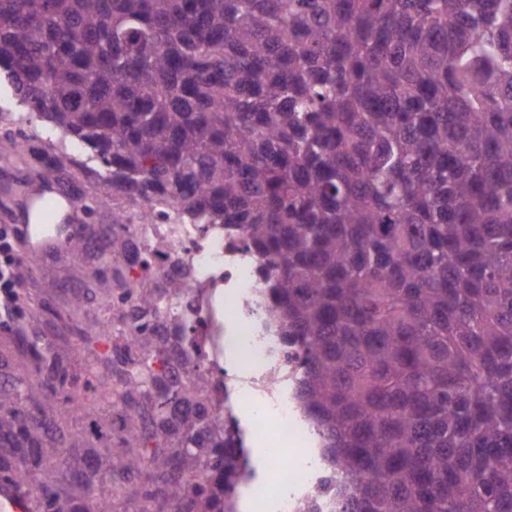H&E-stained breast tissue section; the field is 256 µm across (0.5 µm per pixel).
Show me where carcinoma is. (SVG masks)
<instances>
[{"mask_svg":"<svg viewBox=\"0 0 512 512\" xmlns=\"http://www.w3.org/2000/svg\"><path fill=\"white\" fill-rule=\"evenodd\" d=\"M48 130L0 136L47 170H105L114 223L245 236L335 512H512V0H0V84ZM110 287L140 336L182 280ZM112 342L105 323L79 329ZM112 396L132 454L151 350ZM201 383L174 388L191 407ZM188 443L213 428L187 414ZM236 426L225 409L224 442ZM37 439L19 415L0 437ZM224 470V512L237 474ZM212 478L165 475L171 512Z\"/></svg>","mask_w":512,"mask_h":512,"instance_id":"1","label":"carcinoma"}]
</instances>
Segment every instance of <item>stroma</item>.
I'll return each mask as SVG.
<instances>
[{
  "label": "stroma",
  "mask_w": 512,
  "mask_h": 512,
  "mask_svg": "<svg viewBox=\"0 0 512 512\" xmlns=\"http://www.w3.org/2000/svg\"><path fill=\"white\" fill-rule=\"evenodd\" d=\"M42 182L41 170L23 156L0 155V226L21 223L23 202ZM79 222L86 229L81 244L45 249L18 290V318L0 325V420L22 412L42 442L37 477L56 502L31 512H85L101 503L109 504L111 512H170L159 474L166 462L181 457L171 438L154 439L158 452L139 469L115 471L112 462L122 448L112 405H97L93 417H84L68 411L61 395L33 376L36 365L59 361L78 384L89 376L111 389L124 382L121 372L93 365L79 342L63 336L69 320L82 326L108 320L114 330L123 328L103 287L111 279V203L97 207L92 216H80ZM234 415L249 438L248 469L258 483L275 487L280 475L271 465L269 449L293 459L300 446L277 436L271 414L258 415L252 407L238 405Z\"/></svg>",
  "instance_id": "35a3bbf8"
}]
</instances>
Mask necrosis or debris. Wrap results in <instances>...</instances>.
I'll return each mask as SVG.
<instances>
[{
	"mask_svg": "<svg viewBox=\"0 0 512 512\" xmlns=\"http://www.w3.org/2000/svg\"><path fill=\"white\" fill-rule=\"evenodd\" d=\"M127 231L142 244L148 254L151 273L187 280L188 292L180 300L164 301L155 320V329L167 333L182 320L194 321L196 329L186 340L174 343L171 360L187 368L198 363L219 366L223 349L244 347L257 376L263 397L272 399L278 432L303 444L305 453L299 460L279 459L277 469L284 486L275 501L277 512H299L302 499L313 497L320 512H330L331 505L321 493L326 470L320 454L312 452L315 443L311 431L299 425L296 404L291 396L277 393L271 386L286 361L280 336L264 321L260 305L262 283L255 265L242 252V243L225 237L224 227L211 224H143L129 222ZM168 246L155 248L156 239ZM223 296L225 315L237 328L235 335L217 336L214 330L216 296ZM185 372L171 373V380L188 383Z\"/></svg>",
	"mask_w": 512,
	"mask_h": 512,
	"instance_id": "4bbe7bcc",
	"label": "necrosis or debris"
}]
</instances>
